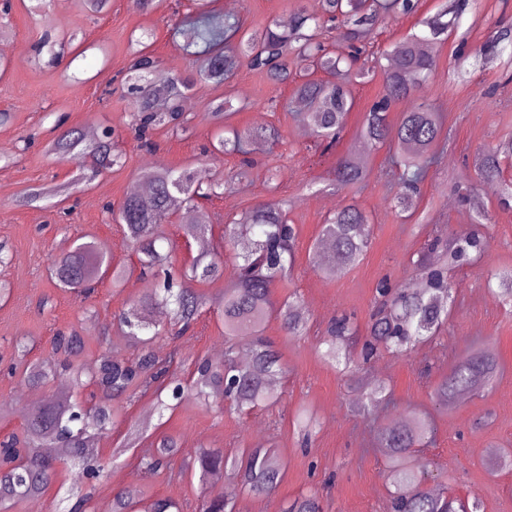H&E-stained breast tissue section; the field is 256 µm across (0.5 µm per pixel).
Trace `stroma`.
Wrapping results in <instances>:
<instances>
[{
    "label": "stroma",
    "instance_id": "obj_1",
    "mask_svg": "<svg viewBox=\"0 0 512 512\" xmlns=\"http://www.w3.org/2000/svg\"><path fill=\"white\" fill-rule=\"evenodd\" d=\"M302 4L312 8L316 0H215L214 7L242 13L249 27L261 28L272 20L292 18ZM442 4L443 0H420L417 15L382 25L373 50L391 49L419 31L420 19L434 15ZM28 5V0H11L9 14L0 17V49L9 61L0 75V112L9 115L8 122L0 125V153L12 156L9 164L0 163V244L9 254L7 267L0 268V280L8 288L0 300V356L9 357L13 343L22 338L32 347L31 358L49 357L56 333L74 331L84 341L79 363L92 365L104 351L130 359L137 350L113 328V317L146 293L152 282L140 276L133 248L105 206L130 193L150 160L168 168L205 169L214 179L235 169L236 156H224L216 163L201 153L211 137L206 104L219 90L210 85L194 87L189 93L194 108L187 128L155 130L153 148L137 147L128 130L130 103L120 87L121 74L131 59L130 41L150 33V49L163 69L188 75L184 40L171 36L167 26L173 12L182 11L180 0H161L150 12L137 10L132 0H110L97 15L86 9L85 0H51L44 24L29 14ZM48 24L82 32L83 57L54 64L36 62L35 50ZM506 28L512 29V0H479L476 9L463 13L457 32L432 48L439 66L416 99L446 115L450 146L440 152L414 204L416 212L428 210L432 218L428 224L418 223L415 215L395 214L392 193L379 171L384 151L370 156L374 172L357 193L327 184L337 156L358 146L362 116L382 86L381 76L353 85L356 106L347 128L336 147L324 153L315 149L312 135L304 133L301 124L285 110L271 106L272 100L288 98L292 85L275 84L265 74L246 68L239 70L230 90L244 107L232 116V124L241 129H279L287 143L259 151L249 177L235 183L232 193L209 202L206 210L211 224L222 227L225 216L268 198L266 175L268 169H275L278 194L290 202L288 220L296 225L298 237L295 271L274 293L279 299L298 293L313 328L304 336H288L273 320L265 329L288 367L287 376L277 383L284 399L276 405L239 416L226 411L223 404L208 407L196 396L186 395L170 419L162 421L152 394L125 402L120 418L100 443L103 457H111L114 443L130 423L150 421L154 427L135 452L123 456L96 481L89 512H110L113 491L127 487L137 494L192 504L202 490H214L234 501L236 512H281L289 500L315 488L325 512H384L390 495L388 450L379 441L377 428L391 418L422 412L433 417L435 434L419 455L436 481L447 482L449 494L479 497L483 512H512V466L496 468L490 463L496 456L512 457V308L502 304L494 278L496 271L512 267V206L502 205L487 188L476 191L472 202L456 198L448 184L449 176L471 171L480 147L512 134V72L478 61L466 80L448 77V62L460 45L480 48ZM59 121L96 134L105 128L114 130L125 155L123 167L73 195L63 210L15 205L14 198L23 188L63 183L75 172L77 161L58 162L44 151L50 130ZM349 201L373 221L371 247L352 269L331 277L320 275L310 267L308 251L325 218ZM480 210L488 218L483 226L488 254L482 263L454 273L453 313L436 340L415 344L399 356H380L373 368L352 381L320 361L316 345L336 312H353L359 320H367L380 277L390 276L398 285L412 279L408 263L428 236L438 229L471 228ZM77 239L96 240L113 264L129 268L122 287H113L107 278L83 298L54 285L47 269L55 255ZM222 331L220 314L212 308L202 313L195 330L165 342V349H178L184 359L181 379H189L197 359H213L215 349L224 345ZM476 345L494 350L499 372L492 385L445 408L433 403L428 395L432 383ZM377 379L390 388V399L359 410L358 401ZM68 382V377L59 376L33 386L0 369V403L14 410L13 415L0 417V440L20 433L22 414ZM302 408L317 419L307 449L292 426ZM170 435L181 441L183 454L169 468L147 474L141 459L153 454L160 437ZM201 446L228 453L256 446L277 449L287 465L285 479L269 500L243 493L228 477L199 483L186 462L188 451ZM69 486L67 471H60L41 496L17 501L9 512H68L74 503Z\"/></svg>",
    "mask_w": 512,
    "mask_h": 512
}]
</instances>
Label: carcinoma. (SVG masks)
Instances as JSON below:
<instances>
[{"label":"carcinoma","instance_id":"1","mask_svg":"<svg viewBox=\"0 0 512 512\" xmlns=\"http://www.w3.org/2000/svg\"><path fill=\"white\" fill-rule=\"evenodd\" d=\"M470 0H448L436 14L420 21L424 33L393 45L383 54L386 64L369 65L367 41L384 23L417 13L419 0H318V7L300 4L284 27L272 20L260 30L245 25L239 14L221 13L210 8V0H191V9L176 18L170 27L185 40L193 73L189 76L168 75L160 60L148 50L137 48L121 82L131 98L130 130L139 147H152L153 131L165 125L177 128L188 122L183 109L186 94L198 83L229 86L241 67L264 73L276 83H285L295 72L304 79L282 102L297 123L310 127L323 151L336 146L347 127L355 101L352 86L357 80L380 69L382 89L377 100L365 112L359 131L365 153L387 148L383 169L391 177L396 191L391 207L398 213L409 211L420 185L434 163L435 148L445 129L442 113L431 110L411 95L434 75L437 59L424 50L427 42L448 38ZM79 40L78 33L47 27L36 56L46 53L55 60L65 47ZM338 43L343 51L331 52L329 44ZM489 53L512 62V31H500ZM321 72L323 78L311 75ZM405 99L406 112L399 122L388 120L390 107ZM230 91L211 100L208 116L214 124L211 153L218 159L224 154L248 156L256 146H275L279 134L272 130H241L229 119L238 111ZM45 149L67 161L84 158L87 164L72 181L48 187H29L15 199V204L32 206L47 201L56 207L65 202L80 184L89 185L112 172L121 164L123 153L114 146L112 135L88 140L76 130L65 131L49 140ZM512 161V135L478 150L474 174L461 177L455 190L464 199L473 197L476 187L494 190L501 200L512 199V180L502 178V163ZM371 170L352 152L340 156L332 171L336 187L355 192ZM247 177L242 170L222 181L210 179L193 168H159L147 174L152 190L148 197L128 195L117 205L107 204L106 211L115 215L133 244L140 271L155 281L127 309L115 317L122 334L139 348L133 361L104 353L90 367L75 364L72 357L83 342L75 333H60L53 340V361H26L27 348L16 343L17 355L11 371L18 372L32 384L46 383L65 375L89 392L80 402L63 395L47 396L40 404L22 415L23 439L0 443V509L16 500L37 496L51 483L57 468L74 465L71 491L79 494L73 512H83L91 499L93 480L105 473V464L96 446L114 426L118 406L124 399L153 391L158 417L175 409L169 393L188 391L199 399L221 398L225 406L241 415L261 406L282 400V393L271 379L285 373V366L274 346L263 336L270 319L280 321L289 336H300L309 326L308 311L296 294L277 301L273 289L292 273L295 264V229L288 223V201L271 196L250 210L224 220V227L211 249L199 253L189 267L178 275L168 269V255L159 247L164 240L162 224L178 211L192 210L196 222L185 228L186 237L203 241L213 230L202 211L203 202L231 189L235 180ZM485 216L476 228L465 232L436 235L411 261L412 272L421 287L396 286L384 277L379 280L378 302L360 335L355 315L337 313L329 322L318 350L320 359L335 368L355 375L366 369L382 354L400 355L411 345L433 340L448 322L452 312L453 280L451 271L478 264L488 249L487 237L480 231ZM322 238L330 243L326 252L315 243L309 260L319 273L334 274L355 267L370 247L373 227L369 216L355 204H346L329 216L321 228ZM232 265L233 275L216 296L203 293L198 286L224 277V267ZM112 274V287H120L126 270L112 266L102 246L93 241L73 242L55 256L52 277L64 289L89 295L95 284ZM498 294L512 302V269L496 273ZM216 307L224 316V361L203 360L197 364L189 383H174L169 366L160 359L158 343L172 340L193 328L203 310ZM157 308H165L172 321L161 324L151 318ZM250 335L253 339L250 362L238 361L235 338ZM498 364L484 350L475 349L463 361L454 364L448 375L437 380L431 397L442 405L467 392H477L493 381ZM432 420L418 416L410 421L389 420L378 430V438L389 448L386 471L393 488L388 512H480L478 497L472 500L448 494V489L427 487L426 464L415 455L431 437ZM50 447L60 450L59 462L28 456L26 447ZM181 451L171 438H163L156 453L142 460L148 472L168 466ZM193 465L199 480L223 472L238 480L254 496L267 497L281 484L284 465L275 448H242L234 455L218 448L194 450ZM188 505L172 498L148 500L117 490L112 496V512H186ZM194 512H234V505L222 493H208L194 507ZM282 512H322L316 494L300 496L288 502Z\"/></svg>","mask_w":512,"mask_h":512}]
</instances>
